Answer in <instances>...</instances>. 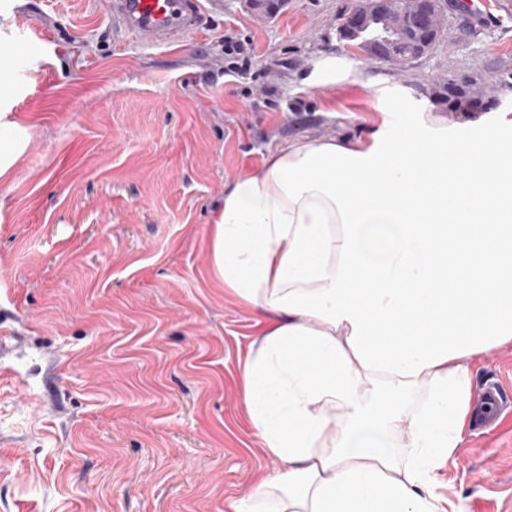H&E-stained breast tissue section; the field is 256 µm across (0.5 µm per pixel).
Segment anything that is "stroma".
I'll return each instance as SVG.
<instances>
[{
    "mask_svg": "<svg viewBox=\"0 0 512 512\" xmlns=\"http://www.w3.org/2000/svg\"><path fill=\"white\" fill-rule=\"evenodd\" d=\"M210 0L169 49L114 29L107 0H0V43L41 44L0 96L19 145L0 176V512H231L277 468L241 400L260 314L216 279L210 226L268 152L368 136L385 96L512 108V0H450L405 67L341 38L354 0L272 19ZM249 40L250 59L225 37ZM338 58L357 82L307 85ZM512 386V342L472 381ZM462 512H512V416L440 470Z\"/></svg>",
    "mask_w": 512,
    "mask_h": 512,
    "instance_id": "stroma-1",
    "label": "stroma"
}]
</instances>
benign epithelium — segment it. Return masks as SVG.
<instances>
[{"label":"benign epithelium","instance_id":"1","mask_svg":"<svg viewBox=\"0 0 512 512\" xmlns=\"http://www.w3.org/2000/svg\"><path fill=\"white\" fill-rule=\"evenodd\" d=\"M385 18L383 32L369 42L380 52H394L397 61L412 62L430 51L446 25L443 0H374ZM340 35L353 41L366 27L363 17L354 12L339 19Z\"/></svg>","mask_w":512,"mask_h":512}]
</instances>
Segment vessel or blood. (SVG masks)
Listing matches in <instances>:
<instances>
[{"label": "vessel or blood", "instance_id": "b4317fda", "mask_svg": "<svg viewBox=\"0 0 512 512\" xmlns=\"http://www.w3.org/2000/svg\"><path fill=\"white\" fill-rule=\"evenodd\" d=\"M209 0H108L112 25L146 47H173L196 34L207 12ZM479 427L512 409L502 382L478 388L474 396Z\"/></svg>", "mask_w": 512, "mask_h": 512}]
</instances>
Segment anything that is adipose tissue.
<instances>
[{
	"instance_id": "adipose-tissue-1",
	"label": "adipose tissue",
	"mask_w": 512,
	"mask_h": 512,
	"mask_svg": "<svg viewBox=\"0 0 512 512\" xmlns=\"http://www.w3.org/2000/svg\"><path fill=\"white\" fill-rule=\"evenodd\" d=\"M210 241L270 316L241 397L280 466L233 512H447L435 472L475 416L472 360L512 341V113L270 152Z\"/></svg>"
}]
</instances>
